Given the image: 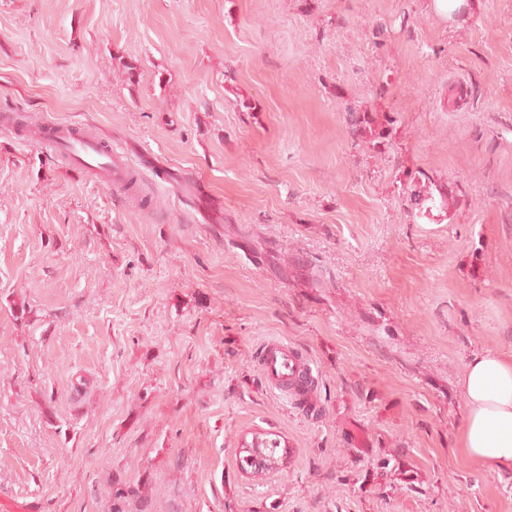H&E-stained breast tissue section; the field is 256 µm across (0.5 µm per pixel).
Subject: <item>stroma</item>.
<instances>
[{
	"label": "stroma",
	"instance_id": "1",
	"mask_svg": "<svg viewBox=\"0 0 512 512\" xmlns=\"http://www.w3.org/2000/svg\"><path fill=\"white\" fill-rule=\"evenodd\" d=\"M470 2L0 0V116L144 196L0 123V512H512L457 448L468 358L512 357V0ZM68 145L69 156L75 164L99 172L111 187L120 185L122 173L112 162V149L102 151L95 142L79 137L68 141ZM260 365L271 386L284 392L286 396L288 391L283 390V387L288 385L283 384V381L301 375L304 371L297 351L281 340H270L263 345L260 352ZM270 435L272 434H255L251 442H248L250 449L240 457L241 467L244 470L252 472L258 468V471L260 470L262 473L272 469L273 465L278 462L279 457H276L275 454L276 449L281 448V441L277 438L269 439L267 436ZM250 455H253V461L248 460L247 457Z\"/></svg>",
	"mask_w": 512,
	"mask_h": 512
}]
</instances>
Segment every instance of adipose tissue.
<instances>
[{
	"instance_id": "1",
	"label": "adipose tissue",
	"mask_w": 512,
	"mask_h": 512,
	"mask_svg": "<svg viewBox=\"0 0 512 512\" xmlns=\"http://www.w3.org/2000/svg\"><path fill=\"white\" fill-rule=\"evenodd\" d=\"M465 416L457 446L474 465L512 480V358L474 353L460 379Z\"/></svg>"
}]
</instances>
